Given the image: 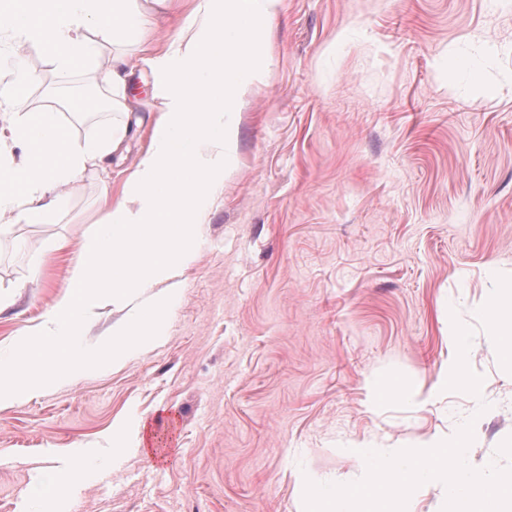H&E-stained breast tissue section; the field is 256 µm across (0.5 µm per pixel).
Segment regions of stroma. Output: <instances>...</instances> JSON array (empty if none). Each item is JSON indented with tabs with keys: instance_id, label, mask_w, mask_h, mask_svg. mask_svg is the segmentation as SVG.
Masks as SVG:
<instances>
[{
	"instance_id": "35a3bbf8",
	"label": "stroma",
	"mask_w": 512,
	"mask_h": 512,
	"mask_svg": "<svg viewBox=\"0 0 512 512\" xmlns=\"http://www.w3.org/2000/svg\"><path fill=\"white\" fill-rule=\"evenodd\" d=\"M263 48L165 341L0 410V512H41V468L75 455L71 512H300L301 473L346 482L350 442L446 432L481 403L466 461L507 465L512 366L473 311L512 277V0H286ZM25 63L18 110L56 105L77 139L111 120L91 68L34 47ZM150 91L135 71L144 123L109 162L112 198L147 145ZM102 189L84 176L59 223L0 237V356L69 291ZM452 318L472 329L483 400L456 388L416 410L406 392L434 383ZM378 375L403 391L375 406ZM132 419L153 453H113Z\"/></svg>"
}]
</instances>
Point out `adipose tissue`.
I'll list each match as a JSON object with an SVG mask.
<instances>
[{
    "label": "adipose tissue",
    "mask_w": 512,
    "mask_h": 512,
    "mask_svg": "<svg viewBox=\"0 0 512 512\" xmlns=\"http://www.w3.org/2000/svg\"><path fill=\"white\" fill-rule=\"evenodd\" d=\"M168 0H0V41H11L13 70L0 82V235L15 224H47L62 213L63 189L89 171L105 169L140 128L131 106V57L139 46L151 80L155 112L147 147L124 181L117 202L105 205L82 244L71 290L40 323L14 337L0 358V410L103 365H119L166 335L179 290L173 283L196 254L208 214L224 190L235 156L233 126L250 84L268 60L259 48L282 14L285 0H195L191 15L163 44H156V15ZM113 44L103 63L95 41ZM41 47L64 71L92 67L110 91L113 112L103 131L70 136L59 112H18L13 98L30 75L21 47ZM124 311L98 346L83 336L104 304ZM486 336L512 353V287L498 289L480 308ZM450 352L434 384L414 392L417 407L431 405L449 388L473 397L483 379L470 367L469 329L454 325ZM85 473V460L43 470L33 490L38 500L65 494Z\"/></svg>",
    "instance_id": "obj_1"
}]
</instances>
